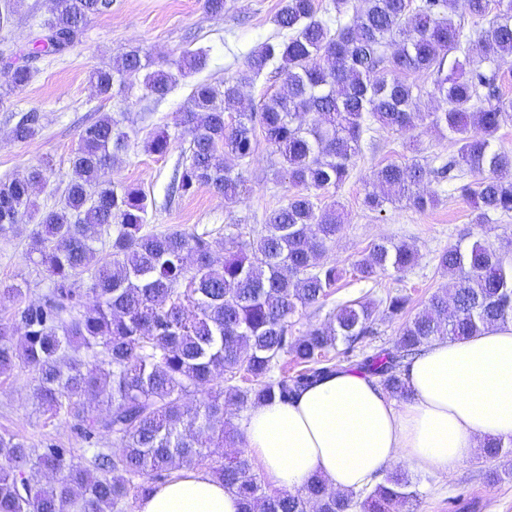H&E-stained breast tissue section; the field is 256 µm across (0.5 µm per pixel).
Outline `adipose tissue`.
<instances>
[{
	"mask_svg": "<svg viewBox=\"0 0 512 512\" xmlns=\"http://www.w3.org/2000/svg\"><path fill=\"white\" fill-rule=\"evenodd\" d=\"M410 398L396 402L375 378L348 368L291 401L251 408L245 446L274 488L296 491L315 476L338 492L379 482L404 462L445 474L480 440L512 439V323L464 340L437 339L405 371ZM137 512H240L238 497L201 471L154 487Z\"/></svg>",
	"mask_w": 512,
	"mask_h": 512,
	"instance_id": "adipose-tissue-1",
	"label": "adipose tissue"
}]
</instances>
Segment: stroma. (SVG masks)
<instances>
[{
  "mask_svg": "<svg viewBox=\"0 0 512 512\" xmlns=\"http://www.w3.org/2000/svg\"><path fill=\"white\" fill-rule=\"evenodd\" d=\"M204 0H113L110 13L95 18L69 50L32 60L30 83L12 96L13 106L0 109V180L41 165L46 181L35 191L40 208L59 203L70 176L69 157L80 130L100 115L122 119L134 132L127 152L115 162L111 177L118 183L140 188L148 198L147 228L161 232L169 228L209 232L215 259L224 257V238L233 231L260 230L269 214L286 204L292 189L275 173L274 158L265 142H258L246 162L247 192L238 203L225 202L222 195L203 187L187 196H169L168 186L175 166L185 158L190 137L177 123L178 116L201 81L219 84L241 76L250 52L267 41L282 39L273 18L282 0H227L223 15L212 16ZM52 11V0H18L8 30L0 32V57L27 54L30 41ZM139 47L150 55L154 68L171 70L183 52L197 48L210 51L205 69L179 79L164 99L150 96L142 83L125 93L106 99L96 94L88 81L96 67L112 64L128 47ZM41 113L43 128L33 140L12 139L11 129L19 113ZM167 130L170 149L159 156L145 151L150 133ZM376 149L364 150L340 187L321 191L319 204L338 203L344 217L343 229L322 256L338 263L347 273L322 305L304 310L301 327L329 323L333 311L354 299H378L388 293L408 296L403 317L377 313L372 334L358 342L350 353L352 362L364 355L391 347L403 319L424 309L430 296L449 283L437 265L438 254L449 246L467 244L477 238L497 242L512 230V214L487 226L473 222L469 202L448 185L427 180L425 190L437 192L436 206L420 212L406 200L385 203L383 211L366 208L363 198L371 191L370 177L389 162H431L448 159L454 151L446 134L428 121H417L410 133L376 132ZM33 221L20 220V231L0 236V282L26 286V298L36 301L47 292L50 281L29 260L34 242ZM406 243L419 254L417 266L404 278L392 275L364 280L352 272L354 261L367 255L371 243L381 240ZM10 433L32 450L54 443L80 456L84 443L73 423L48 418L40 412L33 396L28 371L15 369L0 374V433ZM417 497L412 512H512V459L486 457L477 453L454 472L412 474Z\"/></svg>",
  "mask_w": 512,
  "mask_h": 512,
  "instance_id": "1",
  "label": "stroma"
}]
</instances>
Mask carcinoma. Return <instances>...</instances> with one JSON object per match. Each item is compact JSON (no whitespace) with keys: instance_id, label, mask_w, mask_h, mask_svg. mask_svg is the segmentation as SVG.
<instances>
[{"instance_id":"obj_1","label":"carcinoma","mask_w":512,"mask_h":512,"mask_svg":"<svg viewBox=\"0 0 512 512\" xmlns=\"http://www.w3.org/2000/svg\"><path fill=\"white\" fill-rule=\"evenodd\" d=\"M332 2L331 21L319 16L316 0H283L274 22L288 38L253 50L237 79L197 83L180 112L178 125L191 139L173 191L184 196L207 186L238 201L245 175L227 160L251 158L259 136L295 189L256 236L224 237L221 265L214 263L207 232L146 231V195L109 178L131 142L112 115L81 130L60 206L42 211L33 199L46 179L41 167L0 180V235L15 232L24 214L38 217L33 264L51 283L38 302L24 301L18 284L0 287V298L17 304L10 320H0V373L16 366L30 372L43 414L74 418L90 454L87 463H75L66 449L50 444L35 455L15 435L0 434V512H123L129 493L143 497L157 480L179 478L175 470L186 466L223 482L242 512H409L417 493L402 472L355 498L329 491L320 478L294 492H272L240 452L214 459L216 449L242 440L226 417L228 407L246 411L267 399L288 401L336 371L329 354L341 343L347 354L370 334L379 306L393 316L407 309L404 294L352 300L337 308L332 326L296 331L303 310L323 303L346 274L319 263L343 224L335 206L318 208L314 199L345 182L373 133L406 132L423 117L447 133L456 150L438 167L390 162L377 168L374 190L363 200L368 209L405 199L426 210L437 193L420 185L433 173L450 184L474 177L459 191L471 202L475 223L512 213V154L495 148L498 132L512 122V97L501 93L498 75L499 61L512 56V0H465L474 18L497 11L491 27L468 32L454 20L458 0H365L352 24V0ZM54 4L52 18L40 26L44 34L32 41L31 58L71 48L93 19L112 9V0ZM207 60L204 49L186 51L177 70L196 73ZM276 61L284 91L259 101L246 96L245 85ZM0 73L7 86L2 106L26 87L32 70L3 60ZM416 73L434 76L440 105L433 112H417L422 87L409 80ZM140 77L157 99L177 82L170 72L151 70L139 48L93 70L90 81L110 98ZM228 109L236 113L231 122ZM41 129V114L30 110L11 135L25 142ZM147 146L166 154L168 133H153ZM105 242L112 261L91 266L97 244ZM511 252L512 234L497 247L477 240L441 251L437 265L451 284L402 323L392 347L365 357L361 370L406 400L404 362L433 339H465L512 322ZM417 258L414 247L386 241L353 270L362 279L402 278ZM283 357L299 370L275 374ZM87 400L105 409L90 412ZM101 432L115 438L117 451L93 442ZM484 452L511 454L512 440L490 438ZM45 474L53 480L42 484Z\"/></svg>"}]
</instances>
